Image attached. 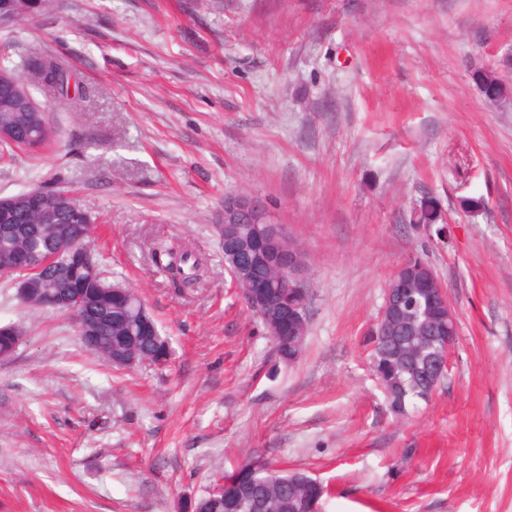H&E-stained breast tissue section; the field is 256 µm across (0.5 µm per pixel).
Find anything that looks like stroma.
<instances>
[{
  "label": "stroma",
  "instance_id": "1",
  "mask_svg": "<svg viewBox=\"0 0 512 512\" xmlns=\"http://www.w3.org/2000/svg\"><path fill=\"white\" fill-rule=\"evenodd\" d=\"M4 54L75 84L65 105L33 86L61 142L0 159V197L74 193L171 354L114 368L0 277V325L23 330L0 361V512H188L253 453L318 479L321 512H512V0H43L0 27ZM230 193L306 254L293 362L224 265ZM426 201L438 224L404 223ZM169 241L206 259L197 292L152 263ZM412 257L459 332L430 401L397 416L369 330Z\"/></svg>",
  "mask_w": 512,
  "mask_h": 512
}]
</instances>
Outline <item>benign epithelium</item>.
<instances>
[{
	"label": "benign epithelium",
	"mask_w": 512,
	"mask_h": 512,
	"mask_svg": "<svg viewBox=\"0 0 512 512\" xmlns=\"http://www.w3.org/2000/svg\"><path fill=\"white\" fill-rule=\"evenodd\" d=\"M0 105L5 112H37L43 109L33 97L28 83L20 84L7 72L0 71ZM42 129L35 124L7 125L0 127L2 141H32L40 137ZM33 199V194L22 198L18 195L0 197V218L5 219L22 206L23 199ZM234 224H250L260 229L262 235L278 243V248L269 255L265 264L259 265L252 249L241 243L231 232ZM215 229L224 246V263L233 277L234 283L243 286V293L249 308L262 320L268 335L284 336L288 341V358L292 361L300 352L307 334L306 311L296 305L291 306L288 317L271 308L264 298L257 296L252 288L265 280H270L279 288L288 289L295 295L305 288L307 261L305 252L294 244L284 225L278 223L272 213L258 199L244 194H230L224 198V207L215 224ZM88 232L66 240L61 251L85 267L91 275L96 273L92 262L93 255L86 243ZM44 272L53 276L59 287H67V266L51 261L35 266L31 256L15 253L0 265V277L14 278L18 295L29 297V275ZM114 301L123 305H133L140 316L149 315L141 296L132 288L122 284L109 285ZM419 288L428 293L433 302V314L428 318L425 338L418 350L416 359L423 365V376L433 385L440 383L448 370V352L458 333L457 315L448 300L434 272L423 262L414 259L401 265L392 276L385 290L383 304L374 322L371 335L385 337L392 334V328L407 318L405 289ZM69 310L77 318V331L82 344L89 350L97 349L95 321L97 317L84 309L75 299L69 302ZM0 335L5 343L0 347V359L10 357L22 338L16 324L0 326ZM111 366L122 369H135L147 364L134 351H118L110 358ZM386 399L393 406L405 407L407 391L405 387L393 388L394 379L377 376Z\"/></svg>",
	"instance_id": "1"
}]
</instances>
